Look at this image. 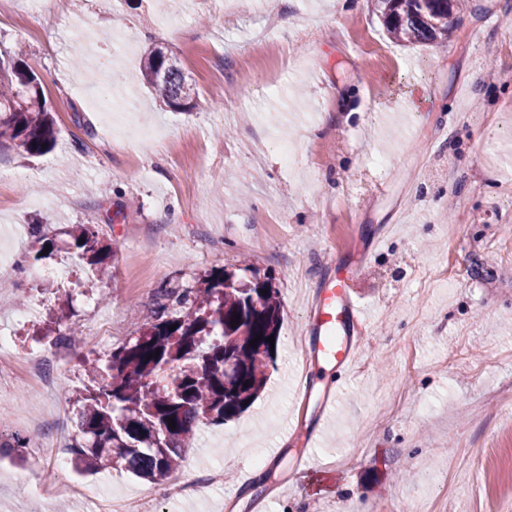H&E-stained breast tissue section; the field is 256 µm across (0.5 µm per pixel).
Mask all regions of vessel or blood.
Here are the masks:
<instances>
[{"label": "vessel or blood", "instance_id": "1", "mask_svg": "<svg viewBox=\"0 0 512 512\" xmlns=\"http://www.w3.org/2000/svg\"><path fill=\"white\" fill-rule=\"evenodd\" d=\"M309 328L303 339L306 361L324 360L334 364L340 375L350 374L359 358L363 344L358 329L365 323L367 316L353 296L348 276L336 275L330 278L325 288L317 290L309 305ZM340 388L336 385L314 392L310 374H302L297 386V395L301 398L317 396V426L307 438L308 445H315L319 427L324 424L332 407L336 403Z\"/></svg>", "mask_w": 512, "mask_h": 512}]
</instances>
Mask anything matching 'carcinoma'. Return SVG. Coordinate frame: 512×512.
<instances>
[{
    "label": "carcinoma",
    "mask_w": 512,
    "mask_h": 512,
    "mask_svg": "<svg viewBox=\"0 0 512 512\" xmlns=\"http://www.w3.org/2000/svg\"><path fill=\"white\" fill-rule=\"evenodd\" d=\"M377 4L390 38L435 45L460 26L465 8L463 0ZM142 71L166 107H192L195 90L175 55L152 49ZM53 139L54 117L38 75L20 53L0 51V149L40 154ZM72 238L77 256L91 266L112 251L84 225ZM159 298L154 320L134 341L115 348L105 365L91 362L92 386L76 395L71 452L85 472L125 470L153 483L170 480L197 429L240 416L248 410L244 401L254 402L268 371L277 369L271 345H279L283 304L274 277L217 270L202 288H163ZM257 335L261 340L251 343Z\"/></svg>",
    "instance_id": "carcinoma-1"
}]
</instances>
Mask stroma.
<instances>
[{
	"label": "stroma",
	"instance_id": "35a3bbf8",
	"mask_svg": "<svg viewBox=\"0 0 512 512\" xmlns=\"http://www.w3.org/2000/svg\"><path fill=\"white\" fill-rule=\"evenodd\" d=\"M512 0H469L442 47L392 40L374 0H56L38 16L0 13V50L23 47L55 119L50 150L0 151V321L30 317L19 350H60L55 390L0 380V435L29 439L0 456V512H40L18 473L45 485L105 484L138 512H512ZM173 51L196 91L174 112L154 100L141 62ZM110 94V119L95 98ZM350 116L325 126L321 115ZM158 130L141 140L139 125ZM290 139L292 164L267 148ZM266 147L253 163L243 144ZM489 215L486 224L470 222ZM52 249L34 260L33 225ZM95 225L114 257L94 288L35 269L70 260V233ZM273 275L284 319L277 369L237 420L201 426L180 469L224 480L189 496L166 485L154 508L121 471L58 467L72 443L90 361L139 335L156 291L197 288L214 270ZM455 266V287L444 285ZM352 273L369 310L365 354L344 383L313 453L317 484H289L312 406L295 397L296 340L325 278ZM80 334L67 346L58 336ZM298 432L258 460L289 420ZM270 473L262 487L245 470Z\"/></svg>",
	"mask_w": 512,
	"mask_h": 512
}]
</instances>
